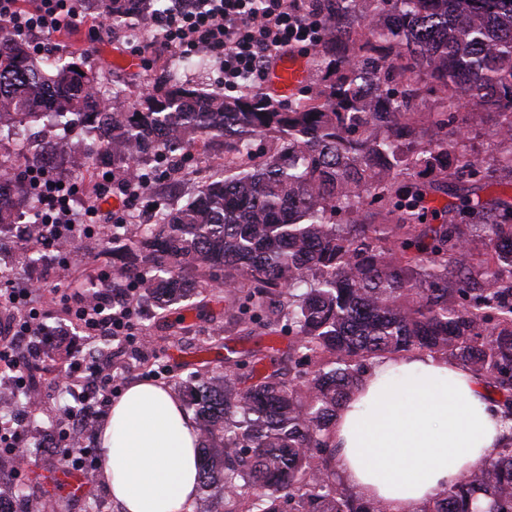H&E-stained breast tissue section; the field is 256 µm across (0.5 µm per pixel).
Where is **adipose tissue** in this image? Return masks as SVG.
<instances>
[{"instance_id": "ef3b65f1", "label": "adipose tissue", "mask_w": 512, "mask_h": 512, "mask_svg": "<svg viewBox=\"0 0 512 512\" xmlns=\"http://www.w3.org/2000/svg\"><path fill=\"white\" fill-rule=\"evenodd\" d=\"M489 392L435 354L374 359L331 433L340 481L387 512H422L512 436ZM99 479L121 512H192L199 484L196 423L167 386L131 383L97 434Z\"/></svg>"}]
</instances>
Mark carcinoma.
Masks as SVG:
<instances>
[{"label":"carcinoma","mask_w":512,"mask_h":512,"mask_svg":"<svg viewBox=\"0 0 512 512\" xmlns=\"http://www.w3.org/2000/svg\"><path fill=\"white\" fill-rule=\"evenodd\" d=\"M115 25L167 13L169 0H91ZM321 19L322 79L277 105L253 88L208 92L167 65L152 94L105 103L85 55L39 57L0 40V137L50 117L64 131L0 158V224L43 205L27 172L104 165L143 189V164L184 165L200 142L224 140L222 171L153 224L112 225V291L135 286L186 321L180 303L228 288L242 330L285 312L288 371L278 350H236L221 372L176 384L196 407L201 488L223 512H385L345 487L331 461L340 405L382 355L442 354L467 367L512 419V197L476 200L457 185L490 178L462 152L448 171V125L462 103L497 117L496 159L512 177V0H312ZM95 135L96 154L83 136ZM455 201L437 225L434 187ZM377 206L389 224L367 221ZM41 512L26 484L9 489ZM424 512H512V441Z\"/></svg>","instance_id":"obj_1"}]
</instances>
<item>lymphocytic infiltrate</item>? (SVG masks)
Returning <instances> with one entry per match:
<instances>
[{
	"label": "lymphocytic infiltrate",
	"mask_w": 512,
	"mask_h": 512,
	"mask_svg": "<svg viewBox=\"0 0 512 512\" xmlns=\"http://www.w3.org/2000/svg\"><path fill=\"white\" fill-rule=\"evenodd\" d=\"M255 11L253 0H177L174 7L155 20L154 39L168 48L212 52L224 75V85L239 88L242 81L257 82L268 69L270 53L303 42H315L318 24L305 7V0H263ZM79 13L74 0H32L21 7L19 0H0V29L56 33L74 25ZM47 195L43 222L48 226L90 227L100 218L90 199H78L75 190L56 180L43 183ZM24 303L17 311L14 336H0V372L11 378L19 391H27L45 348L53 341L44 325L53 311L39 304L40 291L23 288ZM70 325L86 337L122 335L129 330V309L113 312L110 295L78 298L64 307ZM87 384L99 405H107L117 387L111 374L101 372L96 361L80 356L66 371L67 393Z\"/></svg>",
	"instance_id": "obj_1"
}]
</instances>
